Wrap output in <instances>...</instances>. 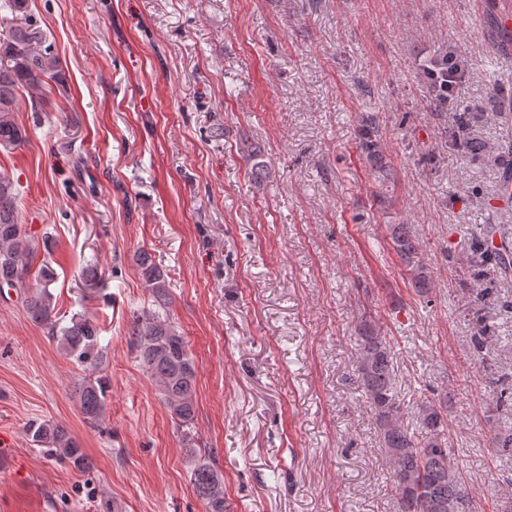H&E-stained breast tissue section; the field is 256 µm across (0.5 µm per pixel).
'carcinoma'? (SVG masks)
Returning a JSON list of instances; mask_svg holds the SVG:
<instances>
[{
	"label": "carcinoma",
	"mask_w": 512,
	"mask_h": 512,
	"mask_svg": "<svg viewBox=\"0 0 512 512\" xmlns=\"http://www.w3.org/2000/svg\"><path fill=\"white\" fill-rule=\"evenodd\" d=\"M0 8L12 15L11 25L0 38V147L9 151L25 139L24 129L14 118L17 90L22 84L38 87L54 80L59 61L28 14V0H4ZM360 127L365 160L380 180H394V169L380 155L378 117L370 114L361 118ZM243 152L251 163L254 182H263L268 174L263 155L246 141ZM19 200L17 183L0 174V283L15 290L27 317L48 330L60 351L91 372L76 387L75 399L86 422L94 425L105 412L109 391L107 378L96 375V369L103 363L98 346L99 328L82 313L73 314L70 325L59 326L57 298L49 289L53 275L47 266L39 269L41 282L31 283L37 244L28 225L22 223ZM388 232L393 249L416 287L427 292L431 273L411 225L391 224ZM135 264L151 291L157 311L134 317L128 336L182 428L184 446L192 452L195 364L184 336L167 313L170 293L165 273L142 249L135 254ZM354 373L392 473L398 512H473V493L463 480L459 460L448 446L447 398L438 395L423 399L411 421H405L392 347L367 322L360 328ZM27 436L47 456L79 471L90 468L89 458L62 426L50 420H33L28 423ZM191 481L206 512H224V478L212 462H198Z\"/></svg>",
	"instance_id": "obj_1"
}]
</instances>
